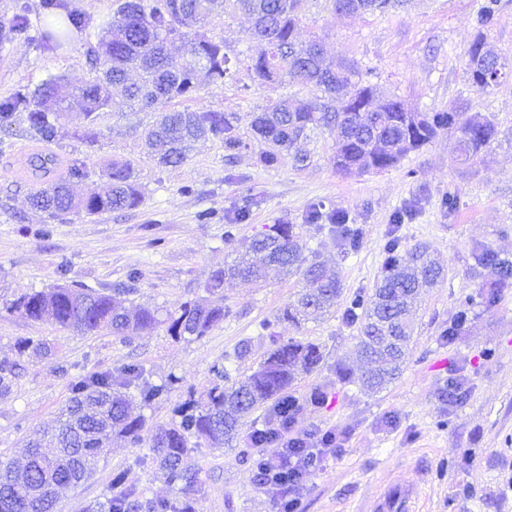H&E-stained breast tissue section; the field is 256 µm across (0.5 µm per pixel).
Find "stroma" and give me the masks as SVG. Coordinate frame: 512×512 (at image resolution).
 <instances>
[{"label": "stroma", "instance_id": "stroma-1", "mask_svg": "<svg viewBox=\"0 0 512 512\" xmlns=\"http://www.w3.org/2000/svg\"><path fill=\"white\" fill-rule=\"evenodd\" d=\"M482 2L401 0L385 13L341 15L330 0H302L300 10L306 33L319 37L328 57L357 62L365 81L409 108L433 111L455 102L493 120L499 137L472 166L460 164L453 129L439 132L394 168L352 176L336 173L325 132L307 141L309 161L298 167L288 156L265 165L257 143L230 159L223 143L211 138L199 141L184 162L159 164L144 139L151 113L128 108L105 113L92 142L81 137L84 119L76 108L61 117V136L51 144L36 140L21 118L0 131V359L17 357L16 341L28 336L46 337L58 354L54 360L30 353L17 357L16 384L0 397V460L14 458L67 404L71 375L61 374L58 364L79 374L137 363L152 382L175 380L166 396L140 410L148 438L171 424L174 407L187 393L204 397L215 382L213 366L245 339L251 351L231 370L240 378L251 374L271 346L259 325L272 319L276 335L314 342L323 353L321 370L299 375L294 390L306 401L322 387L328 398L321 405L306 402L294 430H333L339 447L304 476L297 491L300 512H370L393 482L413 489V512H512V287L489 308L471 274L476 246L512 259V78L482 92L462 70L478 34L474 17ZM61 3L81 14L84 27L55 50L33 36L0 44V100L55 75L74 84L87 80L88 51L101 24L114 18L117 0ZM251 27L248 16L229 9L214 18L208 34L250 55L256 50ZM240 78L237 84L201 81L186 105L233 114L248 138L254 113L265 108L272 91L248 71ZM41 153L58 158L59 175L74 160L95 172L115 160L130 161L143 201L93 218L37 211L30 196L43 179L30 160ZM451 192L458 196L452 213L443 205ZM316 204L348 213L361 232L357 251L341 248L328 228L305 223L306 211ZM240 209L247 218L234 241H225L224 219ZM205 210L215 214L207 224L198 219ZM399 212L405 218L397 223L393 217ZM277 223L297 225L307 247L342 278L335 307L299 327L277 316L304 283L275 271L261 286L237 281L226 287L223 323L190 342L161 328L129 344L110 335L80 336L7 309L21 294L65 281L107 293L133 271L139 274L135 303L171 309L206 297L212 272L266 225ZM393 237L407 249L427 246L446 274L423 298L402 374L372 394L359 381L365 363L357 351V327L346 321L345 310L354 294L372 292ZM467 302L469 324L460 336L447 338ZM340 365L348 369V382L336 379ZM452 377L465 382L464 394L454 399L448 396ZM149 454L148 448L113 440L90 480L61 491L63 512H82L104 499L120 474L147 496L175 497ZM191 462L205 488L198 512H275L251 464L231 447L200 446Z\"/></svg>", "mask_w": 512, "mask_h": 512}]
</instances>
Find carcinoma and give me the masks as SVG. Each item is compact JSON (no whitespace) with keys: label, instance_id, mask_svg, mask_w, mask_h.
Masks as SVG:
<instances>
[{"label":"carcinoma","instance_id":"1","mask_svg":"<svg viewBox=\"0 0 512 512\" xmlns=\"http://www.w3.org/2000/svg\"><path fill=\"white\" fill-rule=\"evenodd\" d=\"M123 22L101 27L97 44L89 50L91 77L72 88L62 77H51L0 101V127L8 126L25 113L29 129L39 140L51 144L59 136L57 117L69 100L80 99L87 125L82 138L94 141L102 114L116 109L112 87L124 85L126 99L142 110L154 112L146 137L162 165L183 162L192 145L203 138L219 139L231 156L248 147L235 132L233 117L215 110L175 109L171 103L192 97L199 76L213 84L236 79L238 54H229L224 40L204 32L213 17L226 7L238 9L254 20L253 35L265 48L248 59L246 69L259 84L273 90L290 83L309 91L306 97L285 94L269 101L251 123L253 138L262 146L261 158L268 166L279 163L307 132L325 129L334 137L333 164L344 175L383 171L395 167L409 152L432 142L439 132H459L458 157L477 162L496 140L495 123L478 114L470 115L457 104L441 110L412 112L394 96H384L377 86L363 80L354 64L328 61L315 39H307L298 15L301 0H118ZM397 0H347L352 12L383 13ZM500 18L499 0H485L475 16L478 35L462 60L467 80L479 91L498 86L507 76V59L487 41L485 31ZM184 43L185 60L174 61L166 46L171 40ZM30 165L44 175L53 171L52 154L34 156ZM69 179H57L31 195L34 208L56 217L70 212L96 216L139 206L143 190L133 166L114 161L102 171L99 181L80 197L71 193L69 180H85V164L73 161ZM307 224H329L341 244L358 249V229L350 226L344 211H322L311 207ZM257 256H241L228 267L212 274L206 291L224 290L228 280L252 283L265 281L266 270L299 275L305 288L296 300L276 316L296 326L321 315L336 305L341 294L339 274L327 269L300 240L293 224H271L248 246ZM475 268L490 272L493 280L483 289L489 306L495 305L500 290L512 286V261L489 246L475 252ZM443 266L425 246L400 250L399 240L386 245L381 278L370 294L357 293L347 309V318L358 324L361 356L373 363L361 381L368 392L382 390L402 372L412 334V319L419 298L441 278ZM135 293L118 286L112 293H99L68 285H56L19 297L7 306L30 320L50 323L78 335H112L129 342L145 331L165 327L174 339L193 341L207 335L224 321V307L207 300L184 302L177 309L148 307L125 302ZM17 356L27 352L46 358L57 356L56 348L43 338H22L15 344ZM323 361L313 342L294 338L273 341V347L245 378L214 368L217 382L206 398L188 395L174 409L178 421L151 437L152 461L165 470L171 482L180 485L173 499L148 498L134 484L116 480L117 491L87 506L84 512H197L204 494L202 481L189 464L191 444L202 442L222 448L236 440L242 419L270 406L278 421L295 422L300 410L293 385L298 375L311 373ZM18 362L0 360V397L12 392ZM177 380L161 384L149 381L138 364L117 371L78 375L70 382L71 397L61 409L58 426L50 435L29 441L19 450L20 467L0 461V512H58L59 489L91 479L112 437L129 443L143 442L144 418L131 412L130 398L145 406L169 393ZM273 425L249 436V445L239 449L252 464L256 476L269 467L265 449L274 443Z\"/></svg>","mask_w":512,"mask_h":512}]
</instances>
